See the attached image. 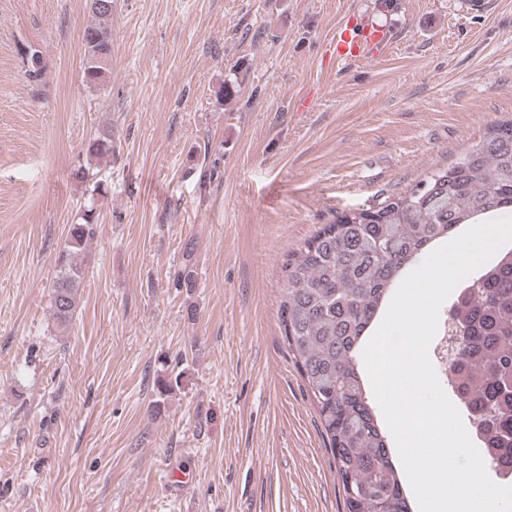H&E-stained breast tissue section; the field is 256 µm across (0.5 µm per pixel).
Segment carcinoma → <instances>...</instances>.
<instances>
[{
	"instance_id": "obj_1",
	"label": "carcinoma",
	"mask_w": 512,
	"mask_h": 512,
	"mask_svg": "<svg viewBox=\"0 0 512 512\" xmlns=\"http://www.w3.org/2000/svg\"><path fill=\"white\" fill-rule=\"evenodd\" d=\"M84 28V82L99 87L108 66L97 52L112 53V11L90 8ZM26 76L40 85L44 65L24 54ZM112 155V131L86 145L99 162ZM512 211V120L494 123L445 169L429 172L410 192L389 197L377 209L322 225L284 266L287 288L280 301L282 336L318 412L342 486L345 512H413L374 397L363 376L360 353L379 313L405 271L434 243L492 211ZM87 209L69 226L59 251L49 308L68 327L85 276L78 255L95 235ZM449 310L448 384L469 397L474 427L491 436L496 453L486 465H512V250L461 289Z\"/></svg>"
}]
</instances>
